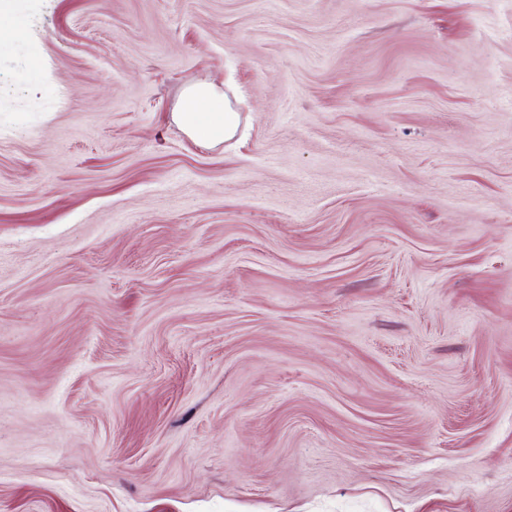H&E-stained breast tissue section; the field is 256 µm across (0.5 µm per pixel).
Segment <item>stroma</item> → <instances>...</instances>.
Masks as SVG:
<instances>
[{"label": "stroma", "mask_w": 512, "mask_h": 512, "mask_svg": "<svg viewBox=\"0 0 512 512\" xmlns=\"http://www.w3.org/2000/svg\"><path fill=\"white\" fill-rule=\"evenodd\" d=\"M0 22V512H512V0ZM173 119L191 138L209 145L232 140L241 126L240 112L209 84L186 90L179 112H173Z\"/></svg>", "instance_id": "1"}]
</instances>
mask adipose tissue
Listing matches in <instances>:
<instances>
[{
    "label": "adipose tissue",
    "mask_w": 512,
    "mask_h": 512,
    "mask_svg": "<svg viewBox=\"0 0 512 512\" xmlns=\"http://www.w3.org/2000/svg\"><path fill=\"white\" fill-rule=\"evenodd\" d=\"M173 119L191 138L209 145L232 140L241 126L240 112L209 84L186 90Z\"/></svg>",
    "instance_id": "1"
}]
</instances>
